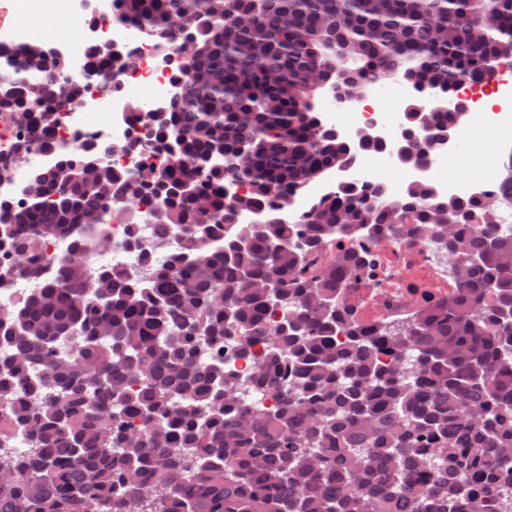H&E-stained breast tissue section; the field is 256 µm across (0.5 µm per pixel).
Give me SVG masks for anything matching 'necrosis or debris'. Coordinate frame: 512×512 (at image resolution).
Segmentation results:
<instances>
[{
  "instance_id": "obj_1",
  "label": "necrosis or debris",
  "mask_w": 512,
  "mask_h": 512,
  "mask_svg": "<svg viewBox=\"0 0 512 512\" xmlns=\"http://www.w3.org/2000/svg\"><path fill=\"white\" fill-rule=\"evenodd\" d=\"M113 37L136 50L140 66L133 74H116L110 79L112 93L104 89L86 94L63 115V138L76 136L99 140H121L127 133L122 118L124 98L122 88L137 80L147 86L155 100L167 99L172 91L166 74L157 72L155 51L144 41L139 31L130 25H113ZM471 123L504 133H512V71L499 69L486 82L471 85L466 90ZM111 97L117 114L112 126L102 128L92 123L89 114L94 102ZM459 159L455 151L435 152L429 167L403 168L402 182L389 185L391 194L398 195L405 185L425 179L440 178L444 195L466 198L473 195L496 194L501 176L493 169L468 177L458 176ZM353 251L363 256L362 266L350 269L336 290V304L349 319L365 325L380 324L392 330L405 329L423 308L447 301L455 289L458 265L448 258L445 241L417 231L396 239L375 237L362 232L354 236L336 235L329 247L314 259L323 266Z\"/></svg>"
}]
</instances>
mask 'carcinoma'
<instances>
[{
    "label": "carcinoma",
    "mask_w": 512,
    "mask_h": 512,
    "mask_svg": "<svg viewBox=\"0 0 512 512\" xmlns=\"http://www.w3.org/2000/svg\"><path fill=\"white\" fill-rule=\"evenodd\" d=\"M170 69L161 109L127 103L132 137L68 147L54 139L70 63L50 45L0 52V108L16 150L50 162L0 195V287L36 273L66 239L58 270L0 321V512H512V234L480 197L415 183L344 182L290 213L291 199L353 157L388 150L403 164L434 151L406 112L397 144H352L314 95L412 84L442 137L466 118L440 103L512 61V0H112ZM473 22L463 24L460 17ZM90 43L85 86L136 66ZM149 145L147 171L109 157ZM247 191L225 196L226 185ZM503 205L512 209V153ZM254 216L249 224L238 216ZM160 264L93 268L112 244ZM419 224L464 261L448 302L397 333L352 326L336 342V287L354 253L308 272L332 236ZM253 358L273 401H245L225 339Z\"/></svg>",
    "instance_id": "cac0c4a2"
}]
</instances>
